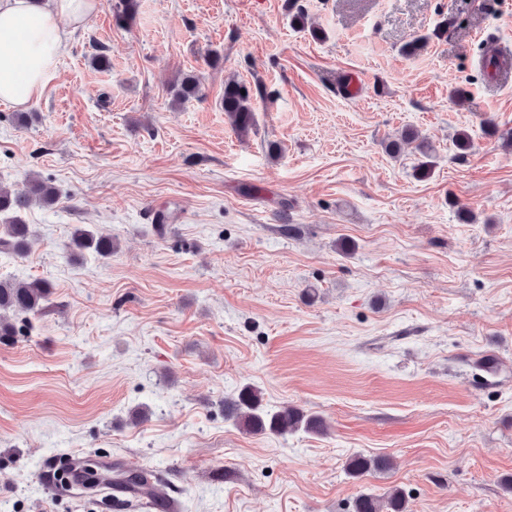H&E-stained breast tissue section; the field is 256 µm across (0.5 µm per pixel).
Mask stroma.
<instances>
[{
    "label": "stroma",
    "mask_w": 512,
    "mask_h": 512,
    "mask_svg": "<svg viewBox=\"0 0 512 512\" xmlns=\"http://www.w3.org/2000/svg\"><path fill=\"white\" fill-rule=\"evenodd\" d=\"M298 2L325 40L287 0H136L125 29L99 0L24 121L0 104V185L58 191L25 216L30 251L0 255V278L53 286L0 343V512H102L46 480L88 456L152 472L180 512H354L395 490L405 512H512V148L485 133L512 129V74L482 65L512 54V0ZM185 74L202 95L172 106ZM232 75L263 91L246 138L221 107ZM407 127L435 149L422 181L414 147L382 146ZM78 226L111 256L69 259ZM246 385L327 434L241 431L224 402ZM355 454L393 466L353 479ZM292 1L293 2L290 6V24L292 25V27L300 32H307L310 35V37L314 40H324L326 38L325 32L320 29L309 26L307 15L305 14L303 8L300 5H298L297 0Z\"/></svg>",
    "instance_id": "1"
}]
</instances>
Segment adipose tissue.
<instances>
[{
	"mask_svg": "<svg viewBox=\"0 0 512 512\" xmlns=\"http://www.w3.org/2000/svg\"><path fill=\"white\" fill-rule=\"evenodd\" d=\"M96 7L97 0H0V103L22 108L40 97Z\"/></svg>",
	"mask_w": 512,
	"mask_h": 512,
	"instance_id": "ef3b65f1",
	"label": "adipose tissue"
}]
</instances>
